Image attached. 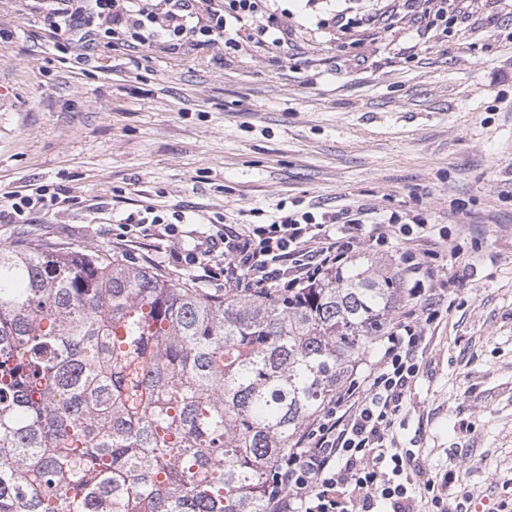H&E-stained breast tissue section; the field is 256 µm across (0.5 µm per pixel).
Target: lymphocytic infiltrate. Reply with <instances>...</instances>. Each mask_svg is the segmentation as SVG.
Returning <instances> with one entry per match:
<instances>
[{
  "instance_id": "f902f5d3",
  "label": "lymphocytic infiltrate",
  "mask_w": 512,
  "mask_h": 512,
  "mask_svg": "<svg viewBox=\"0 0 512 512\" xmlns=\"http://www.w3.org/2000/svg\"><path fill=\"white\" fill-rule=\"evenodd\" d=\"M49 36L86 64L103 45L142 49L160 42L235 46V32L255 40L288 43V30L272 0H30ZM183 214L175 218L148 206L128 216L117 239L179 240ZM365 233L364 223L314 221L310 214L274 215L271 223L225 224L193 237L174 258L194 283L239 291L284 284L306 288L347 260ZM425 327L398 321L383 336L363 372L353 374L304 426L278 472L267 512H441L435 481L418 483L419 470L397 451L394 425L415 382Z\"/></svg>"
}]
</instances>
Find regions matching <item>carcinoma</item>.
<instances>
[{
	"label": "carcinoma",
	"instance_id": "1",
	"mask_svg": "<svg viewBox=\"0 0 512 512\" xmlns=\"http://www.w3.org/2000/svg\"><path fill=\"white\" fill-rule=\"evenodd\" d=\"M403 298L359 259L298 294L220 295L0 245V512H267L279 461Z\"/></svg>",
	"mask_w": 512,
	"mask_h": 512
}]
</instances>
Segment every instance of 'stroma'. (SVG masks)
I'll use <instances>...</instances> for the list:
<instances>
[{
  "mask_svg": "<svg viewBox=\"0 0 512 512\" xmlns=\"http://www.w3.org/2000/svg\"><path fill=\"white\" fill-rule=\"evenodd\" d=\"M288 44L102 49L64 62L26 0H0V196L46 185L73 199L28 239L119 254L166 278L172 244L117 249L112 231L150 202L208 223L367 210L372 234H412L358 254L432 286L457 281L425 322L419 375L394 428L423 478L447 479L448 512H512V0H276ZM371 24H364V17Z\"/></svg>",
  "mask_w": 512,
  "mask_h": 512,
  "instance_id": "stroma-1",
  "label": "stroma"
}]
</instances>
